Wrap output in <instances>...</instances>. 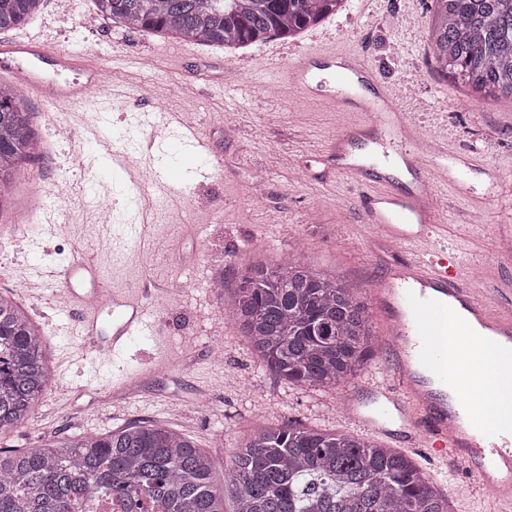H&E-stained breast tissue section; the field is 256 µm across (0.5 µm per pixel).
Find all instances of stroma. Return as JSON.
Returning <instances> with one entry per match:
<instances>
[{"mask_svg": "<svg viewBox=\"0 0 512 512\" xmlns=\"http://www.w3.org/2000/svg\"><path fill=\"white\" fill-rule=\"evenodd\" d=\"M432 0H347L344 11L296 38L270 37L227 53L217 46L182 43L97 20L93 0H43L23 26L5 38H45L107 62L106 80L152 104L184 113L210 140L213 158L191 156L179 143L180 131L161 140L152 161L168 166L175 187L187 194L186 207L174 212L165 195L149 189L157 248L154 262L135 259L140 247L128 241L114 249L115 224H137L139 212L127 204L123 175L111 170L104 150L85 143L80 128L70 141L57 139L47 109L29 102L41 153L17 180L10 211L31 210L13 240L0 247V293L16 300L40 330L51 360L53 381L25 423L0 433V446L21 450L47 441L100 434L134 421H147L192 439L216 461L215 478L233 458L243 438L260 423L315 427L363 434L343 412V400L387 378L391 358L376 349L362 371L330 390L288 385L251 350L235 324L224 320L207 285L223 275L226 290L238 283L242 264H280L297 258L360 287L372 299L381 287L389 256L374 249L358 206L361 186L337 175L322 156L329 136L352 121L316 100H295L290 88L273 80L299 51L336 48L363 56L388 87L409 84L405 100L424 138L447 142L450 151L474 153L499 177L503 193L489 192L479 174L466 183L488 197L485 210L473 211L451 189L440 188L439 221L448 227L443 241L463 272L484 270L498 224H512V99L469 97L465 88L441 77L430 60L428 25ZM70 181L71 198L63 214L37 204L35 186ZM112 208L100 226L91 198ZM85 256L101 268L103 288L121 287L140 277H160L169 295L147 296L156 316L157 338L135 337L124 354L110 362L81 349L75 323L61 312L60 288L23 293L18 279L35 266H62ZM195 285L182 289L184 280ZM224 344V361L209 353ZM140 372L136 394L112 388L126 372Z\"/></svg>", "mask_w": 512, "mask_h": 512, "instance_id": "1", "label": "stroma"}]
</instances>
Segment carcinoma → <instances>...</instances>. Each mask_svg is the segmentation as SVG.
<instances>
[{"mask_svg":"<svg viewBox=\"0 0 512 512\" xmlns=\"http://www.w3.org/2000/svg\"><path fill=\"white\" fill-rule=\"evenodd\" d=\"M42 0H0V30ZM345 0H95L114 24L174 41L235 51L292 38L341 11ZM428 29L437 71L472 97L512 98V0H433ZM40 149L24 99L0 84V214ZM269 369L301 389L355 377L377 344L356 286L299 259L241 267L225 307ZM50 361L29 315L0 295V433L28 420L49 385ZM215 461L187 436L133 423L21 452L0 450V512H83L94 491L129 512H451L408 456L358 434L261 426L214 478Z\"/></svg>","mask_w":512,"mask_h":512,"instance_id":"obj_1","label":"carcinoma"}]
</instances>
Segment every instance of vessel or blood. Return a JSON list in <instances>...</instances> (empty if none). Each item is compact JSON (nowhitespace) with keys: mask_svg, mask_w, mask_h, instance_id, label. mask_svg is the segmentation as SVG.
<instances>
[{"mask_svg":"<svg viewBox=\"0 0 512 512\" xmlns=\"http://www.w3.org/2000/svg\"><path fill=\"white\" fill-rule=\"evenodd\" d=\"M0 68L16 70L19 84L51 106L56 121L70 126L92 127L98 113L144 104L142 98L105 83L103 64L91 61L89 53L76 54L35 39L1 40ZM375 79L361 58L337 51L320 60L310 53L297 55L281 77L304 97H321L337 111L359 114L357 123L331 137L326 152L337 155L342 175L367 181L363 208L367 225L377 231V247L392 245L402 253L391 265L385 286L375 293L384 314L393 382L373 387L370 403H352L348 409L382 436L400 437L409 448L433 449L450 469L464 471L466 490L455 512H472L473 503L485 500L494 503V512H512V420L502 421L498 432H489L467 377L477 357L476 337L489 336L503 351L497 373L512 384V278L500 274L501 263L512 259V225H497L491 271L483 287H474L455 256L433 243L441 230L435 198L443 181L474 170L475 164L467 157L449 156L441 144L435 145L428 161L419 160L422 138L399 98L381 87L369 99L350 95L351 86ZM182 123L173 112L156 111L144 139L154 143L162 131ZM365 128L381 133L378 160L345 161V144ZM97 141L109 144L110 154L122 158L133 195H144L146 182L131 173L124 143L103 135ZM395 153L415 158V189L394 188L385 166ZM29 282L36 288L62 285L64 311L76 319L78 339L96 353L115 355L133 337L154 332L151 311L142 302L149 286L105 291L93 261L78 258L58 268L35 267ZM106 313L112 322L104 332L100 321Z\"/></svg>","mask_w":512,"mask_h":512,"instance_id":"b4317fda","label":"vessel or blood"}]
</instances>
